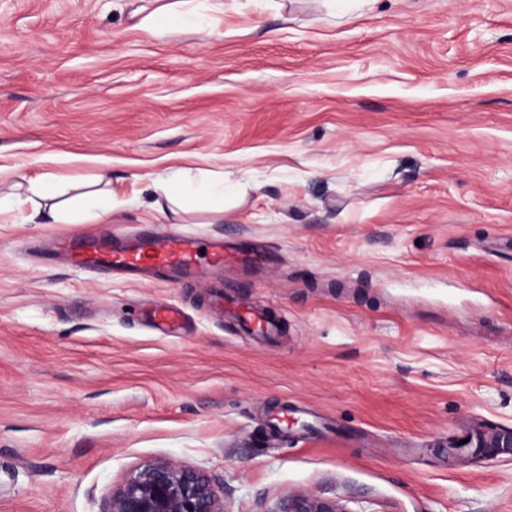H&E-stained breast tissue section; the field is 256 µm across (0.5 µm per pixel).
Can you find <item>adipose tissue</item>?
<instances>
[{
	"mask_svg": "<svg viewBox=\"0 0 512 512\" xmlns=\"http://www.w3.org/2000/svg\"><path fill=\"white\" fill-rule=\"evenodd\" d=\"M199 8V0H159L142 24L155 31L186 30ZM154 192L175 216L192 209H224V184L206 170L177 169L156 178ZM116 207L111 176L106 170L99 174L96 188L74 195L49 172L35 178L19 176L9 191H0V222L25 210L29 222L35 224H81L105 219Z\"/></svg>",
	"mask_w": 512,
	"mask_h": 512,
	"instance_id": "ef3b65f1",
	"label": "adipose tissue"
}]
</instances>
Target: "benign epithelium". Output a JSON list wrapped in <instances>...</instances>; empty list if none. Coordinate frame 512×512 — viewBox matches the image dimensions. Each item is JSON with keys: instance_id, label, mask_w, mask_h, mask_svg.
I'll use <instances>...</instances> for the list:
<instances>
[{"instance_id": "1", "label": "benign epithelium", "mask_w": 512, "mask_h": 512, "mask_svg": "<svg viewBox=\"0 0 512 512\" xmlns=\"http://www.w3.org/2000/svg\"><path fill=\"white\" fill-rule=\"evenodd\" d=\"M106 512H224V499L203 474L160 459L143 464L112 490ZM282 512L347 510L315 495H295Z\"/></svg>"}]
</instances>
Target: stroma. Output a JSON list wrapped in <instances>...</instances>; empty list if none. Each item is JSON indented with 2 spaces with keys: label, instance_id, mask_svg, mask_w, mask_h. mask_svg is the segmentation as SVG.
<instances>
[{
  "label": "stroma",
  "instance_id": "35a3bbf8",
  "mask_svg": "<svg viewBox=\"0 0 512 512\" xmlns=\"http://www.w3.org/2000/svg\"><path fill=\"white\" fill-rule=\"evenodd\" d=\"M154 7L0 0V167L106 166L123 202L0 223V512H104L159 458L225 512H512V0H206L200 33L137 27ZM181 167L246 194L169 226L153 181ZM171 227L265 261L136 281L50 252ZM282 411L318 423L259 445ZM151 321L156 329L163 333L175 335L179 326L176 312L164 305H158L151 313ZM278 512H347L336 501L315 495H295L288 498L284 510Z\"/></svg>",
  "mask_w": 512,
  "mask_h": 512
}]
</instances>
